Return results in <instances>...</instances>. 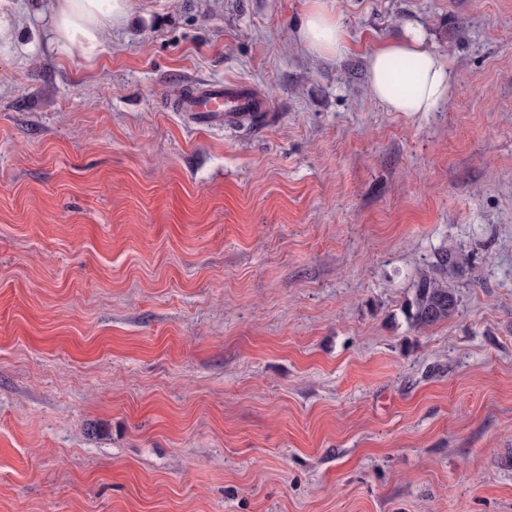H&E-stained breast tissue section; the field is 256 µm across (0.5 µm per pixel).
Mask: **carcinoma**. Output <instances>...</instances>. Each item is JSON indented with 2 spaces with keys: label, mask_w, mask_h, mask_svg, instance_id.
<instances>
[{
  "label": "carcinoma",
  "mask_w": 512,
  "mask_h": 512,
  "mask_svg": "<svg viewBox=\"0 0 512 512\" xmlns=\"http://www.w3.org/2000/svg\"><path fill=\"white\" fill-rule=\"evenodd\" d=\"M464 273V262L458 254L446 250L437 253L415 282L414 296L407 309L411 324L425 328L450 318L457 309L458 298L448 279Z\"/></svg>",
  "instance_id": "cac0c4a2"
}]
</instances>
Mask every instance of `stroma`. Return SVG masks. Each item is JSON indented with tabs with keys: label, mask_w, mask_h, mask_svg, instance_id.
<instances>
[{
	"label": "stroma",
	"mask_w": 512,
	"mask_h": 512,
	"mask_svg": "<svg viewBox=\"0 0 512 512\" xmlns=\"http://www.w3.org/2000/svg\"><path fill=\"white\" fill-rule=\"evenodd\" d=\"M0 0V512H512V0ZM456 75L389 112L368 58ZM220 80L258 122L177 104ZM468 256L447 321L404 309ZM54 11L57 41L92 54L105 26H119L127 20L129 0H56ZM298 40L311 50L336 55L344 48L345 30L336 13L326 3L312 6L297 28ZM368 66L369 91L390 112H432L448 97L450 65L417 35L379 47ZM464 262L457 253L438 252L435 260L422 270L415 282L413 299L408 304L407 319L415 327L425 328L448 320L456 311L458 298L449 278L464 275Z\"/></svg>",
	"instance_id": "stroma-1"
}]
</instances>
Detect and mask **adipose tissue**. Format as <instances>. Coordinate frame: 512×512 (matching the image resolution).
<instances>
[{"mask_svg": "<svg viewBox=\"0 0 512 512\" xmlns=\"http://www.w3.org/2000/svg\"><path fill=\"white\" fill-rule=\"evenodd\" d=\"M129 0H56L54 33L58 42L93 53L107 26L128 18ZM298 40L327 55L340 52L345 30L325 0H318L302 17ZM369 91L392 112H430L444 101L451 86V68L415 35L392 41L369 57Z\"/></svg>", "mask_w": 512, "mask_h": 512, "instance_id": "1", "label": "adipose tissue"}]
</instances>
